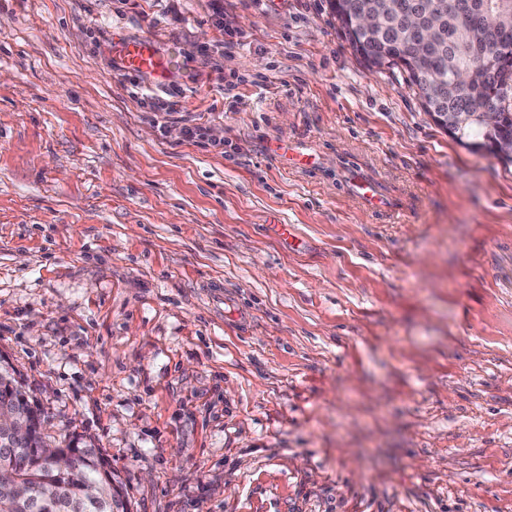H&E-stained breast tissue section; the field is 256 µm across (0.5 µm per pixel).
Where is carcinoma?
Instances as JSON below:
<instances>
[{
	"mask_svg": "<svg viewBox=\"0 0 512 512\" xmlns=\"http://www.w3.org/2000/svg\"><path fill=\"white\" fill-rule=\"evenodd\" d=\"M461 0H440L442 10L428 13L421 0H340L331 5L343 30L348 20L362 12L380 15L378 26L359 34L361 56L372 67L398 69L417 90L428 112H446L455 117L475 111L476 102L496 95L501 83L512 82V29L491 24L488 17L512 15V0H475L460 7ZM412 29H431L439 51L427 70L415 74L404 55ZM460 67L471 69L470 91L448 97L443 79ZM479 147L491 150L489 138L477 126L470 128ZM512 137V109L489 139L499 142ZM0 405L16 411L29 423V439L19 445L7 444L0 436V502L12 512H34L31 504L50 490L56 501L40 512H129L122 483L100 449L80 438L58 442L42 429L46 421L41 406L16 380L9 367L0 364ZM54 447L67 458L59 467L40 449Z\"/></svg>",
	"mask_w": 512,
	"mask_h": 512,
	"instance_id": "cac0c4a2",
	"label": "carcinoma"
}]
</instances>
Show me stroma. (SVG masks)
Here are the masks:
<instances>
[{
  "label": "stroma",
  "mask_w": 512,
  "mask_h": 512,
  "mask_svg": "<svg viewBox=\"0 0 512 512\" xmlns=\"http://www.w3.org/2000/svg\"><path fill=\"white\" fill-rule=\"evenodd\" d=\"M0 359L131 512H512V164L329 0H0ZM114 48L119 52L125 67L130 71L153 74L169 71L167 60L159 57L154 43L149 39L132 44L118 40L114 42Z\"/></svg>",
  "instance_id": "obj_1"
}]
</instances>
